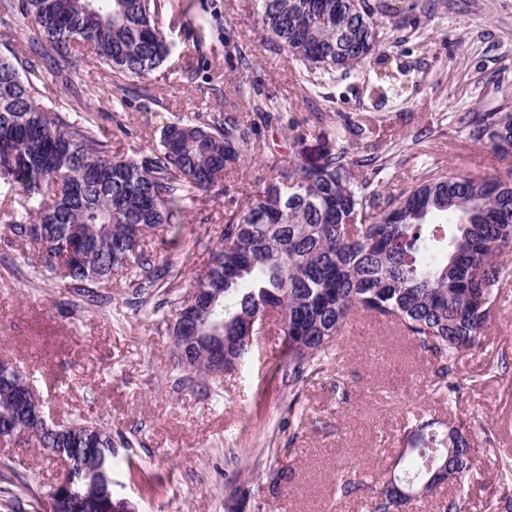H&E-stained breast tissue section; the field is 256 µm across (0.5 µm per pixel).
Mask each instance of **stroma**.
I'll list each match as a JSON object with an SVG mask.
<instances>
[{"mask_svg":"<svg viewBox=\"0 0 512 512\" xmlns=\"http://www.w3.org/2000/svg\"><path fill=\"white\" fill-rule=\"evenodd\" d=\"M415 2L412 19L396 13L379 19L382 52L398 58L415 83L404 97L372 96L367 64L302 92L301 64L262 49L254 0H174L160 17L172 44L167 59L150 76L129 80L122 104H115L116 91L108 85L91 110L114 151L138 156L155 149L163 126L181 117L221 110L254 122L252 100L273 93L288 101L300 123L298 135L288 139L272 128L260 130L283 158L316 162L343 115L371 112L374 136L392 159L386 191H409L425 166L511 176L512 157L472 141L461 119L512 106V0ZM228 41L246 53L248 67H229ZM27 57L44 76L41 103L71 113L81 86L65 83L41 49H30ZM190 66L197 70L192 81L185 77ZM271 177L247 150L221 190L184 201L182 224L151 242L156 263L175 269L164 290L174 296L189 291L208 267L225 206L259 193ZM25 219L23 203L0 182V359L39 375L35 387L55 420L93 419L121 436L118 459L132 457L139 469L116 471V512H224L231 477L252 491L246 512H369L365 498L337 499L336 477L347 471L368 482L389 469L403 447L402 423L418 408L445 423L480 415L500 448L512 453V373L497 368L498 358L512 360V285L503 291L484 348L459 358L461 390L453 400L429 389L430 354L397 326L367 314L352 317L338 361L326 365L328 374L342 375L349 398L339 401L324 380L308 386L300 399L309 418L291 448L279 430L289 397L274 372L282 350L277 325H265L235 373L179 385L159 313L136 306L122 280L112 283L111 303L96 306L38 279L25 248L4 235L11 221ZM474 458L476 482L463 510L492 512L501 491L497 465L479 446ZM7 459L14 468L0 471V487H8L16 471L33 478L40 493L53 487L57 468L42 449L0 446V462ZM270 464L288 470L287 484L277 491L262 479Z\"/></svg>","mask_w":512,"mask_h":512,"instance_id":"obj_1","label":"stroma"}]
</instances>
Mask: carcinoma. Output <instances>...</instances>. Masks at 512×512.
Returning <instances> with one entry per match:
<instances>
[{"label": "carcinoma", "mask_w": 512, "mask_h": 512, "mask_svg": "<svg viewBox=\"0 0 512 512\" xmlns=\"http://www.w3.org/2000/svg\"><path fill=\"white\" fill-rule=\"evenodd\" d=\"M262 47L284 53L315 75L348 72L375 55L380 45L378 14L398 7L388 0H256ZM11 14L31 20V44L54 58L66 81L84 79L74 64L89 52L100 73L121 89L125 78L158 68L172 45L158 25L167 0H0ZM24 48L0 55V158L17 155L20 169H0L28 205V221L9 230L14 241L37 250L39 277L89 298L110 299L112 279L121 276L144 305L162 276L147 239L164 237L182 223L181 202L212 192L251 146L273 178L262 193L224 210V226L212 251L208 275L193 291L214 302L199 324L202 336L224 337V372L238 369L251 353L258 327L276 314L282 322L281 362L288 380V447L297 443L307 415L297 409L303 390L322 379L347 320L359 309L400 323L436 360L430 383L452 399L456 360L481 345L503 285L512 279V180L468 177L423 168L407 194L381 191L380 174L390 160L379 141L352 156V136L366 139L373 120L344 116L340 138L312 165L286 161L267 150L255 129L238 116L211 112L207 118L167 123L159 148L139 157L112 153L87 112L66 119L37 100L43 76L21 66ZM377 56V55H375ZM384 63L383 56H377ZM286 132L296 123L267 96L257 109ZM469 138L502 155L512 154V108L475 112ZM187 298L156 304L169 308L160 319L172 337L181 385L207 377L205 359L185 347L194 327L183 324ZM0 388V424L12 421L17 401L34 415L15 426L20 441L70 448L78 455L58 483L55 497L33 496L34 512H61L60 500L76 512H96L112 496V432L87 420L49 421L30 379L16 366ZM438 421L413 411L404 421L401 450L390 476L373 490L369 512H400L411 502L451 483L456 497L444 512H461L474 484L471 448L481 441L498 464L499 482L512 484V458L500 452L497 436L477 415L442 430ZM272 490L288 480L278 466L264 470ZM227 512H243L251 492L228 481ZM364 483L349 472L336 495L358 496Z\"/></svg>", "instance_id": "cac0c4a2"}]
</instances>
